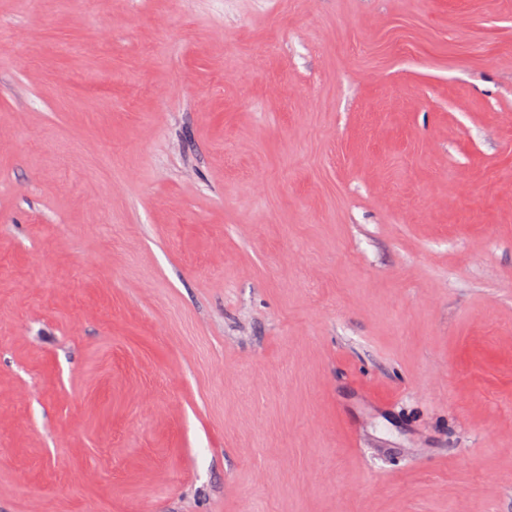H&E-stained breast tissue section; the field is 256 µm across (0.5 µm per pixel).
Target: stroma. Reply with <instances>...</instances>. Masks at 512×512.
I'll list each match as a JSON object with an SVG mask.
<instances>
[{
  "mask_svg": "<svg viewBox=\"0 0 512 512\" xmlns=\"http://www.w3.org/2000/svg\"><path fill=\"white\" fill-rule=\"evenodd\" d=\"M0 512H512V0H0Z\"/></svg>",
  "mask_w": 512,
  "mask_h": 512,
  "instance_id": "obj_1",
  "label": "stroma"
}]
</instances>
